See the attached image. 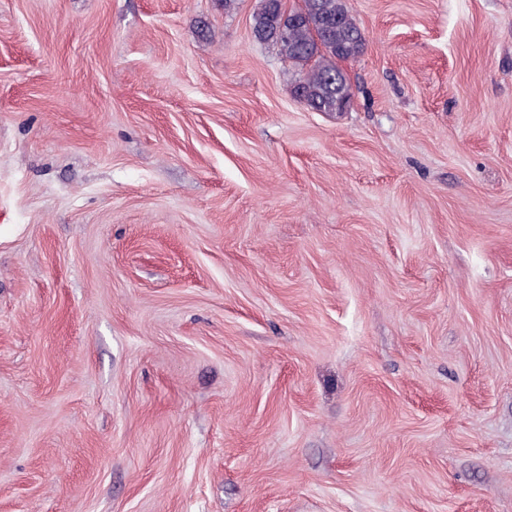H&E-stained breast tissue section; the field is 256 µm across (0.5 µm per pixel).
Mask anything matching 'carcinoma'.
Listing matches in <instances>:
<instances>
[{"mask_svg": "<svg viewBox=\"0 0 512 512\" xmlns=\"http://www.w3.org/2000/svg\"><path fill=\"white\" fill-rule=\"evenodd\" d=\"M281 0H260L252 16L255 39L277 48L288 63L293 96L317 112H336L351 99L349 81L338 60L362 52L364 34L346 0H303L306 21L279 31Z\"/></svg>", "mask_w": 512, "mask_h": 512, "instance_id": "obj_1", "label": "carcinoma"}]
</instances>
